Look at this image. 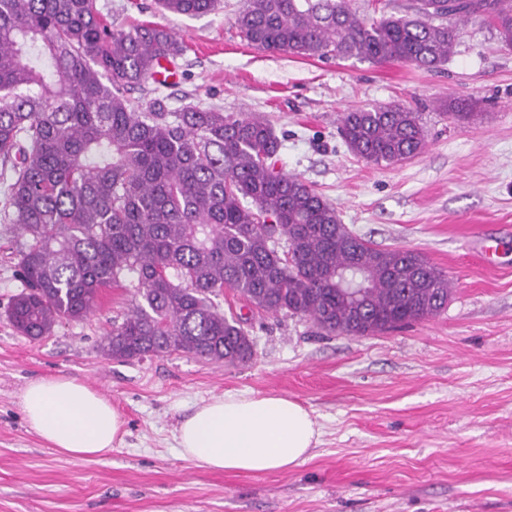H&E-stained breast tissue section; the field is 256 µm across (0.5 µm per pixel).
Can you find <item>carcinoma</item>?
I'll return each instance as SVG.
<instances>
[{"label": "carcinoma", "instance_id": "1", "mask_svg": "<svg viewBox=\"0 0 512 512\" xmlns=\"http://www.w3.org/2000/svg\"><path fill=\"white\" fill-rule=\"evenodd\" d=\"M512 0H414L401 16L360 17L347 0H244L249 43L306 58L396 61L435 69L458 24L480 18L512 45ZM219 0H156L198 15ZM184 47L167 28L111 26L94 0H0V186L17 235L7 318L36 340L87 318L101 291L134 297L103 337L109 360L187 353L245 362L254 342L212 297L230 288L271 315L308 316L328 334L394 331L448 305V274L407 248L352 234L332 205L277 169L280 140L263 118L221 109L136 107L129 91ZM451 99L448 118L476 113ZM347 148L373 164L420 154L426 135L402 104L343 114Z\"/></svg>", "mask_w": 512, "mask_h": 512}]
</instances>
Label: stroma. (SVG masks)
<instances>
[{"label": "stroma", "mask_w": 512, "mask_h": 512, "mask_svg": "<svg viewBox=\"0 0 512 512\" xmlns=\"http://www.w3.org/2000/svg\"><path fill=\"white\" fill-rule=\"evenodd\" d=\"M115 28L162 25L185 46L178 82H147L135 104L264 116L281 140L279 167L303 178L354 234L421 252L453 283L448 305L372 336L326 335L304 316L257 312L233 290L216 302L255 340L243 364L180 353L120 362L98 345L132 305L106 291L86 319L30 340L7 319L16 238L0 223V512H512V46L477 19L455 53L423 70L400 62L313 59L240 37L243 0L196 16L154 0H95ZM475 102L456 123L445 100ZM403 103L427 131L397 164L353 155L337 134L344 112ZM498 242L482 263L478 239ZM66 375L107 398L121 441L93 459L52 449L28 425L25 386ZM277 394L312 411L319 442L285 471H213L182 458L180 421L226 393Z\"/></svg>", "instance_id": "stroma-1"}]
</instances>
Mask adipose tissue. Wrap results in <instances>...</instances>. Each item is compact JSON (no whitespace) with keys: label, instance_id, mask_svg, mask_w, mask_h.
Segmentation results:
<instances>
[{"label":"adipose tissue","instance_id":"ef3b65f1","mask_svg":"<svg viewBox=\"0 0 512 512\" xmlns=\"http://www.w3.org/2000/svg\"><path fill=\"white\" fill-rule=\"evenodd\" d=\"M29 426L61 453L110 452L123 426L101 394L65 376L31 381L21 395ZM319 430L298 402L277 395L227 393L197 407L177 430L182 456L216 471L267 473L299 465Z\"/></svg>","mask_w":512,"mask_h":512}]
</instances>
